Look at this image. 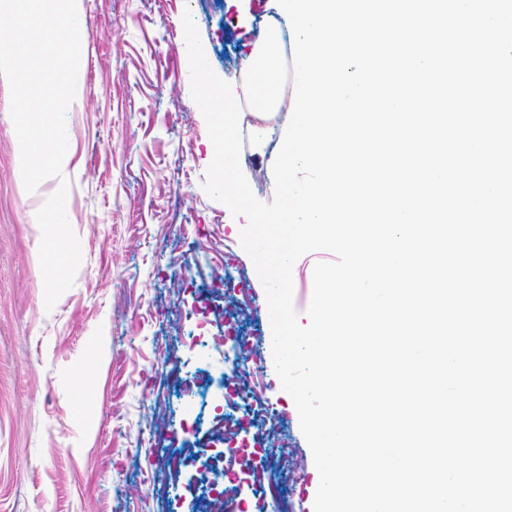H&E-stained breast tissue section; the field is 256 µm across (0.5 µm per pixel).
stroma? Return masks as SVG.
<instances>
[{"instance_id": "1", "label": "stroma", "mask_w": 512, "mask_h": 512, "mask_svg": "<svg viewBox=\"0 0 512 512\" xmlns=\"http://www.w3.org/2000/svg\"><path fill=\"white\" fill-rule=\"evenodd\" d=\"M81 59L66 112L70 163L62 178L26 192L0 76V512H200L199 480L224 440L217 413L251 409L214 392L180 400L179 380L232 368L224 348L197 345L224 333L221 276L247 290L232 326L271 335L267 297L240 233L245 217L204 184L216 132L194 99L207 88L232 98V72L278 19L277 0H79ZM240 113V168L254 196L275 195L273 166L289 113L269 125ZM67 183L66 215L82 261L53 309L44 304L36 213ZM316 250L293 267V305L307 324ZM86 369V386L74 373ZM259 400L306 473L287 490L291 512H314L319 474L271 350L253 368ZM188 449L178 490L164 486L170 453Z\"/></svg>"}]
</instances>
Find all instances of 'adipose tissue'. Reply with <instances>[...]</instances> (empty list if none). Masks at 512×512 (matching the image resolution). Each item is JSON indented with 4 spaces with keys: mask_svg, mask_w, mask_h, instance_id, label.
Returning <instances> with one entry per match:
<instances>
[{
    "mask_svg": "<svg viewBox=\"0 0 512 512\" xmlns=\"http://www.w3.org/2000/svg\"><path fill=\"white\" fill-rule=\"evenodd\" d=\"M284 44L278 28H268L243 64L238 79L241 102L250 112H273L279 106L281 86L277 80L283 68ZM232 104L212 112L211 121L216 130L215 159L222 178L224 193L235 205L241 206L246 198L238 187V176L233 163L235 127L226 117Z\"/></svg>",
    "mask_w": 512,
    "mask_h": 512,
    "instance_id": "adipose-tissue-1",
    "label": "adipose tissue"
}]
</instances>
